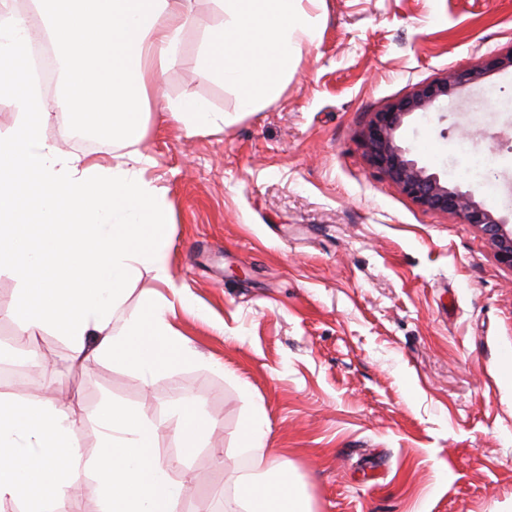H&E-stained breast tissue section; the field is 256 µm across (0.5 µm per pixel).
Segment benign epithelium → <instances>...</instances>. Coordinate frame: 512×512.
<instances>
[{
	"instance_id": "1",
	"label": "benign epithelium",
	"mask_w": 512,
	"mask_h": 512,
	"mask_svg": "<svg viewBox=\"0 0 512 512\" xmlns=\"http://www.w3.org/2000/svg\"><path fill=\"white\" fill-rule=\"evenodd\" d=\"M508 68L512 69V48L474 66L460 65L438 80L418 85L410 94L374 113L361 133V142L370 166L389 178L405 196L425 210L455 216L478 228L498 262L512 269V211L494 213L476 200L473 191L448 186L438 173L410 158L397 137L407 116L426 112L448 94Z\"/></svg>"
}]
</instances>
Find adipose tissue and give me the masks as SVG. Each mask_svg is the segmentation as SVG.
<instances>
[{
	"instance_id": "ef3b65f1",
	"label": "adipose tissue",
	"mask_w": 512,
	"mask_h": 512,
	"mask_svg": "<svg viewBox=\"0 0 512 512\" xmlns=\"http://www.w3.org/2000/svg\"><path fill=\"white\" fill-rule=\"evenodd\" d=\"M35 9L0 19V91L23 116L0 136V271L20 286L23 321L11 352L27 350L34 332L52 328L72 358L107 361L143 384L197 352L166 317L171 301L154 290L148 312L124 315L128 288L143 278L172 285L159 190L144 177L141 105L155 77L177 59L189 20L188 0H34ZM52 44L61 80L56 97L71 128L125 150L123 162L100 163L46 143L50 109L29 73L23 44L33 33ZM76 220L59 221L60 205ZM174 431L192 455L217 424L188 401L177 403ZM91 419L96 451L84 455L74 431ZM159 420L107 400L83 416L38 397L0 393V502L30 512H59L70 484L91 479L101 512H178L186 483L158 449ZM268 424L254 407L240 446L254 452L239 475L230 512H312L287 463L264 461Z\"/></svg>"
}]
</instances>
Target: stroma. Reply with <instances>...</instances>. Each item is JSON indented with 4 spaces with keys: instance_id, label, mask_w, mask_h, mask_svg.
<instances>
[{
    "instance_id": "stroma-1",
    "label": "stroma",
    "mask_w": 512,
    "mask_h": 512,
    "mask_svg": "<svg viewBox=\"0 0 512 512\" xmlns=\"http://www.w3.org/2000/svg\"><path fill=\"white\" fill-rule=\"evenodd\" d=\"M181 55L142 109L147 179L168 208L173 281L191 308L167 318L199 354L143 385L123 368L76 364L38 332L36 387L0 372V393L53 397L91 412L106 399L174 417L182 390L218 429L187 466L179 512H224L250 453L254 404L263 455L288 459L313 512H512V269L482 233L427 211L373 169L360 145L372 113L450 67L512 47V0H318L319 38L303 43L288 85L260 111L195 136L166 112L187 95L235 115L237 99L197 58L220 24L190 0ZM43 135L111 161L53 106ZM412 157L488 210L512 195V70L407 117ZM497 154L492 181L461 168L459 143Z\"/></svg>"
}]
</instances>
